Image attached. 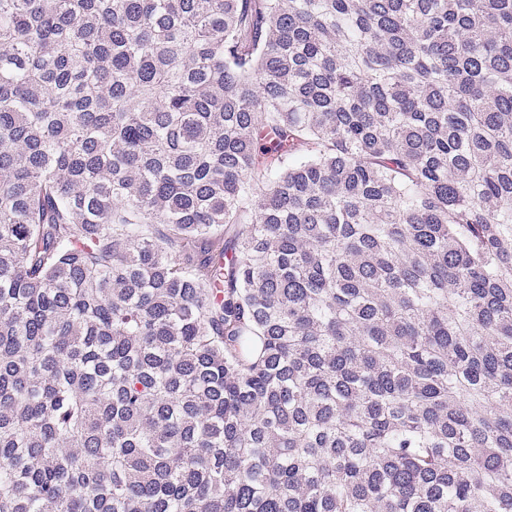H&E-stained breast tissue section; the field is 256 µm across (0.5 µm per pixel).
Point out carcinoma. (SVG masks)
Segmentation results:
<instances>
[{
  "label": "carcinoma",
  "mask_w": 512,
  "mask_h": 512,
  "mask_svg": "<svg viewBox=\"0 0 512 512\" xmlns=\"http://www.w3.org/2000/svg\"><path fill=\"white\" fill-rule=\"evenodd\" d=\"M0 512H512V0H0Z\"/></svg>",
  "instance_id": "obj_1"
}]
</instances>
